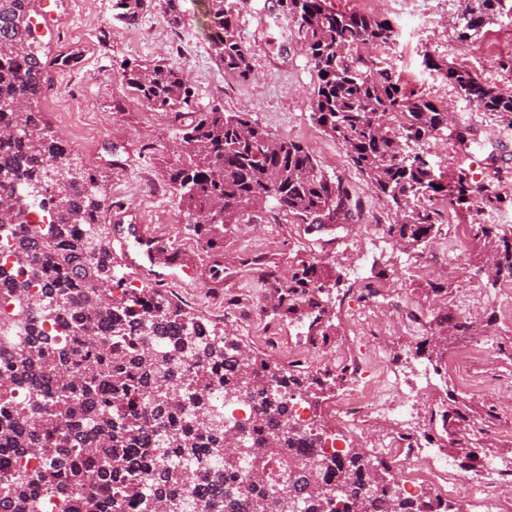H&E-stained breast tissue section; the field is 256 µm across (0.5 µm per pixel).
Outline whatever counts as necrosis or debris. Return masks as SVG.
Here are the masks:
<instances>
[{"label": "necrosis or debris", "instance_id": "necrosis-or-debris-1", "mask_svg": "<svg viewBox=\"0 0 512 512\" xmlns=\"http://www.w3.org/2000/svg\"><path fill=\"white\" fill-rule=\"evenodd\" d=\"M363 357L370 363V370L357 368L350 373L347 391L337 400L333 416L346 432L369 435V458H385L402 472L395 493L411 495L426 482L434 495L466 494L469 512H512L495 461L486 462L473 473H462L442 449L423 444L410 427L414 405L422 396L421 384L430 378L429 369H417L409 379L393 377L379 349H370ZM205 403L209 415L217 421L234 417L247 426L255 417L252 404L220 385L206 391Z\"/></svg>", "mask_w": 512, "mask_h": 512}]
</instances>
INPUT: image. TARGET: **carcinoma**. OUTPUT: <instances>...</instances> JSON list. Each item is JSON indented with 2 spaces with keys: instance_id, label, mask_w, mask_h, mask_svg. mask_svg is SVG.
<instances>
[{
  "instance_id": "cac0c4a2",
  "label": "carcinoma",
  "mask_w": 512,
  "mask_h": 512,
  "mask_svg": "<svg viewBox=\"0 0 512 512\" xmlns=\"http://www.w3.org/2000/svg\"><path fill=\"white\" fill-rule=\"evenodd\" d=\"M32 0H0V113L11 124L0 127V187L22 185L0 204V226L23 224L32 216L30 187L53 191V221L16 237L13 258L25 280L11 284L18 303L31 307L26 289L48 280L46 300L31 317L27 336L8 347V370L0 373V400L26 387L28 400L0 425V512H43V491L67 499V512H119L131 502L135 512H156L163 503L185 512V496L193 494L200 512H448V499L430 494L414 498L379 495L394 482L383 462L367 459L359 448L318 454L313 444L324 432L312 425L305 440L295 433L281 400L266 404L254 422L239 456L266 478H250L241 487L228 478L237 460L224 458V469L202 482L188 481L182 469L194 467L203 451L224 448L222 425H212L203 392L215 384L249 398L266 380L300 391L313 399L324 386L345 380L343 372L311 373L298 364L287 367L265 359L224 367L220 378L207 370L225 359L236 344L201 342L203 333L218 334L155 288L119 300L104 285L115 280L105 239L71 233L76 224L105 223L100 200L105 181L70 163L71 152L48 131L31 123L32 103L44 87L40 43L32 38ZM208 17V49L224 73L241 81L253 77L250 49L241 40L236 19L225 0H204ZM282 11L296 19L299 40L313 65L311 118L346 151L349 164L377 197L396 209L387 234L409 247L427 244L441 232V210L469 211L473 200L495 210L511 195L495 181L476 182L461 169L446 177L427 159L425 145L448 133V107L427 95L406 93L394 68L367 58L368 46H385L397 32L387 19L343 13L326 0H279ZM501 0H479L465 7L454 30L466 42L479 35ZM148 0H113L117 16L134 23ZM425 66L457 94L512 127V94L483 81L471 70L441 62L429 53ZM122 83L154 112H168L182 123L173 158H161L165 181L197 234L215 243L224 227L238 224L245 211L269 199L300 224H338L359 207L347 183L328 175L301 143L273 137L250 113L226 111L216 104L191 109L194 91L181 68L169 61L123 64ZM478 240L493 282L512 280V225L481 224ZM336 271L321 261L301 262L288 280L282 301L288 310L304 302L324 318L314 299ZM84 314L67 317L70 306ZM54 320L69 337L42 330ZM164 336L168 348L159 353L139 348L133 329ZM111 331L116 339L105 336ZM428 360L442 364L448 335L431 337ZM198 364L187 377L183 356ZM207 428L196 433L194 425ZM40 454L43 469L11 470L18 456ZM145 468L154 489L139 491L135 472ZM285 476L293 499L275 496L273 475Z\"/></svg>"
}]
</instances>
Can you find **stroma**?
I'll use <instances>...</instances> for the list:
<instances>
[{
	"label": "stroma",
	"mask_w": 512,
	"mask_h": 512,
	"mask_svg": "<svg viewBox=\"0 0 512 512\" xmlns=\"http://www.w3.org/2000/svg\"><path fill=\"white\" fill-rule=\"evenodd\" d=\"M340 11L376 14L392 21L398 31L394 44L366 49L365 54L393 64L406 92H422L453 111L454 124L468 127L467 146L454 140L434 139L427 147L435 167L464 168L470 179L498 178L512 194V128L481 111L442 83L423 63L432 54L470 69L486 82L512 92V0L482 33L468 42L457 40L453 25L460 0H327ZM242 39L250 47L255 76L243 82L224 73L208 51V27L203 0H179L181 22L171 29L161 8L144 13L135 24L114 18L112 0H52L54 19L43 12L32 22L47 66V85L35 107L58 138L77 140V163L106 176L109 190L101 203L106 214V243L117 276L141 278V271L126 266L117 239L124 225L144 224L157 238L176 239L182 253L197 264L194 276L180 275L161 285V292L180 301L195 317L221 329L251 353L274 357L288 364L289 338H282L281 353L266 343L275 328L292 324L279 305V294L269 288L248 262L264 263L289 274L302 261H328L340 281L324 289L327 340H305L304 365L317 371L321 354L354 351V333L348 322L356 310L350 268L360 261L364 235L370 224L394 220L390 204L379 200L350 166L343 146L326 135L310 118L312 65L296 35L297 24L284 14L278 0H228ZM169 59L177 63L192 85L195 108L223 104L228 111H244L276 137L307 147L322 169L348 182L359 200V210L340 225L300 224L264 203L251 209L244 221L228 225L215 248L201 246L184 214L179 197L163 180L162 151L179 141V124L164 112L146 109L121 82L123 62ZM478 245L466 240L462 252H445L439 241L408 248L387 240L383 253L370 265L372 285L392 284L400 289L404 309L426 316L427 326L401 319L388 322L381 344L389 365L400 375L426 364L429 339L439 332V316L452 312L473 322L475 329L448 340L446 365L432 373V393L453 394L465 404L468 422L442 435L449 457L457 452L452 440L471 435L469 421L484 418L488 407L496 416L484 433L473 435L479 463L496 460L512 470V320L501 306L500 288L491 286L476 257ZM443 284L436 293L432 284ZM346 383L321 392L309 403L307 418L337 436L343 448H358L361 438L347 435L331 419L330 410L345 392Z\"/></svg>",
	"instance_id": "1"
}]
</instances>
